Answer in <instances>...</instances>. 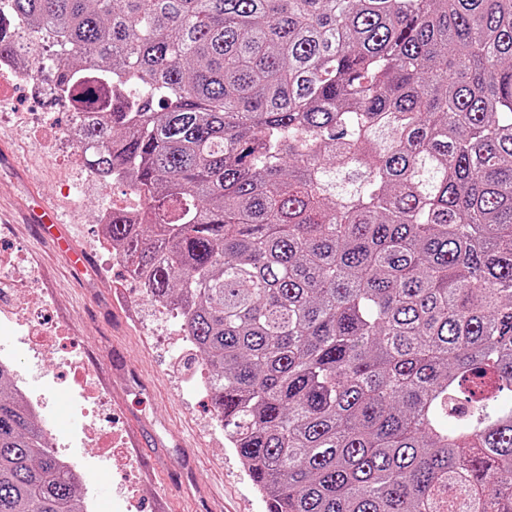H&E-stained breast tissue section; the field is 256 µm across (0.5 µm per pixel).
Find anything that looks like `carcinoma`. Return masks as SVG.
Instances as JSON below:
<instances>
[{
	"label": "carcinoma",
	"mask_w": 512,
	"mask_h": 512,
	"mask_svg": "<svg viewBox=\"0 0 512 512\" xmlns=\"http://www.w3.org/2000/svg\"><path fill=\"white\" fill-rule=\"evenodd\" d=\"M266 512H512V0H0ZM0 512H82L0 394Z\"/></svg>",
	"instance_id": "1"
}]
</instances>
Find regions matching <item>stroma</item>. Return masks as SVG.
<instances>
[{
    "mask_svg": "<svg viewBox=\"0 0 512 512\" xmlns=\"http://www.w3.org/2000/svg\"><path fill=\"white\" fill-rule=\"evenodd\" d=\"M67 193L66 183L29 168L9 141L0 142V207L17 225L8 246L24 254L40 289L35 301L58 332L37 359L27 351L25 329L0 335V345L12 348L16 376L46 390L45 416L59 424L57 454L87 459L89 467L78 479L95 488L108 512H121L116 490L124 481L122 461L109 460L100 447L113 430L136 468L142 512H266L199 388L203 375L180 319L156 321L144 289L127 278L119 260L97 247V211L123 196L124 187L86 186L81 223L61 214L58 231L72 234L85 258L80 266L42 238L36 218L37 199L57 206ZM75 362L83 364L92 396L108 401L107 414L90 419L85 434L70 412Z\"/></svg>",
    "mask_w": 512,
    "mask_h": 512,
    "instance_id": "35a3bbf8",
    "label": "stroma"
}]
</instances>
